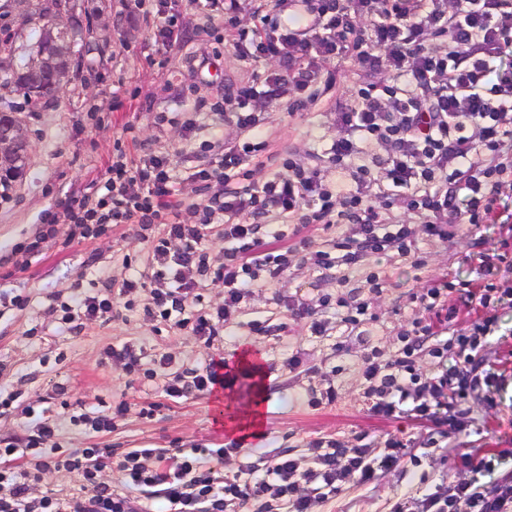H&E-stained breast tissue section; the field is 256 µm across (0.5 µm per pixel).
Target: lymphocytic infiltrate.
Instances as JSON below:
<instances>
[{
    "label": "lymphocytic infiltrate",
    "mask_w": 512,
    "mask_h": 512,
    "mask_svg": "<svg viewBox=\"0 0 512 512\" xmlns=\"http://www.w3.org/2000/svg\"><path fill=\"white\" fill-rule=\"evenodd\" d=\"M314 18L313 29L282 26L275 10L262 11L254 29L239 28L236 4L194 0L196 9L220 18L233 44L249 43L254 57L277 58L281 74L265 79L270 96L290 95L292 111L303 110L306 92L320 80L334 81L319 64L339 57L353 59L377 75V82L355 89L351 104L336 115L339 134L327 155L334 167L349 171L355 186L333 188L320 170L292 165L291 176L274 174L245 188L237 182L243 165L258 163L267 142L262 120L249 106L254 87L237 90V125L250 131L249 141L225 152L217 164H205L186 177L188 184L211 189L197 221L183 223L182 192L170 175L167 153L149 151L136 165L116 158L105 177L75 204L48 216L49 223L72 225L80 235L108 224H136L156 229L151 239L149 277L129 274L107 278L104 291L81 293L64 304L59 319L66 332H80L84 323L112 318L113 293L130 295L146 289V317L184 330L205 345L224 340V327L240 310L257 279L278 280L288 268L285 250L270 248L266 238L284 239L287 224H355V238L337 237L329 251L310 252L316 270L354 266L367 256L393 252L418 264V236L448 239L465 225L494 224L497 203L512 195V70L494 62L512 54V0H301ZM383 144L384 157L369 159L367 148ZM276 211L282 228L261 225ZM417 218V227L393 222V211ZM221 225L225 260L211 265L206 230ZM178 249H171V242ZM478 250L474 279L446 281L412 293L417 315L393 360H366L374 415L391 418L403 410L449 431L467 425V399L482 393L486 405L495 402L494 376L479 356L498 311L512 308V287L494 281L499 269ZM223 281L224 302L214 310L202 306L208 279ZM480 315L468 329L450 338L434 337L428 314L444 307L450 290ZM371 301L356 294L329 301L308 297L291 301L293 319L307 320L313 337L334 338L343 352V337L372 321ZM451 358L445 372L422 379L416 369L420 352ZM235 374L223 361L202 369L171 374L160 391L176 401L232 386ZM54 419L43 417L22 437L0 442V512H152V500L169 512H317L336 498L348 482L372 484L377 466H388L403 454L400 440L385 442L381 458L366 447L349 448L342 441L311 443L313 465L284 450L265 459L261 474L244 481L224 477L213 461L220 448H136L116 457L110 448H59ZM34 458L31 466L19 459ZM126 478L122 488L102 481L108 467ZM77 473L80 484L64 498L33 497L39 471L48 468ZM308 493H300V484ZM421 512H512V483L491 486L464 480L437 487L421 504Z\"/></svg>",
    "instance_id": "1"
}]
</instances>
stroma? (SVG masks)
I'll return each mask as SVG.
<instances>
[{
    "label": "stroma",
    "instance_id": "obj_1",
    "mask_svg": "<svg viewBox=\"0 0 512 512\" xmlns=\"http://www.w3.org/2000/svg\"><path fill=\"white\" fill-rule=\"evenodd\" d=\"M93 16L99 51L70 40L72 58L90 62L63 85L54 102L33 107L20 92L0 87V113L15 116L23 125L28 147L24 176L0 196V293L27 296L25 307L0 305V391L15 392V409L0 413V436L20 433L39 417L49 397L64 391L69 403L104 405L123 402L127 410L116 418L112 431L96 433L72 421L56 420V442L62 448H222L217 467L225 478L244 475L260 454L291 449L306 454L310 441L338 439L348 445L371 443L384 450L396 436L408 450L392 467L379 471L375 485H348L319 512H390L393 502L416 501L439 484L467 478L460 453L474 451L492 459L493 469L478 474L486 484L512 478V310L500 311L498 324L480 349L487 369L495 375V404L486 407L481 396L469 402L472 429L445 437L433 434L430 422L404 413L386 419L369 411L363 362L370 351L387 360L398 354L404 333L411 330L414 306L410 292L427 282L455 276L471 279L477 260L466 238L446 241L427 237L419 243L421 266L398 257L374 256L349 272L348 286H340L338 271H318L289 257V267L276 282L251 289L224 340L214 346L188 333L147 319L143 308L148 294L133 298L126 317L87 322L79 335H62L49 311L54 301L66 302L93 289L105 274L120 275L124 258L144 268L150 244L135 224H113L97 235L71 234L67 224H48L47 212L61 210L65 198L103 178L118 151L136 158L142 146L168 152L173 172L185 177L195 167L217 160L210 144L223 139L231 148L246 139V131L232 118L239 86H261L279 72L277 59H255L248 48L219 43L215 23L197 12L191 0H168L172 12L186 17L180 37L185 48L163 49L155 42L134 0H79ZM209 59L208 69L196 60ZM330 69L346 75V82L320 87L307 109L292 112L287 99L257 98L252 111L263 113L269 150L277 159L270 168L242 177V184L284 172L287 156L297 163L323 169L327 181L350 185L342 170L325 156L336 138V113L351 99L353 85L365 79L357 63L338 58ZM218 103L215 114L198 118L194 133L183 129V112L192 99ZM44 231L51 245L32 260L12 249L36 231ZM385 279L379 297H371L370 276ZM354 292L371 298L373 321L364 337L350 335L348 351L335 352L330 341L311 337L305 322L293 320L286 300L316 294L334 297ZM266 326L252 332L253 322ZM134 345L142 372L127 373L122 361L106 351L119 343ZM299 354L301 363L288 359ZM170 356L171 366L160 365ZM224 359L238 379L232 387L180 402L161 398L157 386L165 374L200 368ZM335 385L332 405H314L327 385ZM249 435L247 447L229 451V444Z\"/></svg>",
    "mask_w": 512,
    "mask_h": 512
}]
</instances>
